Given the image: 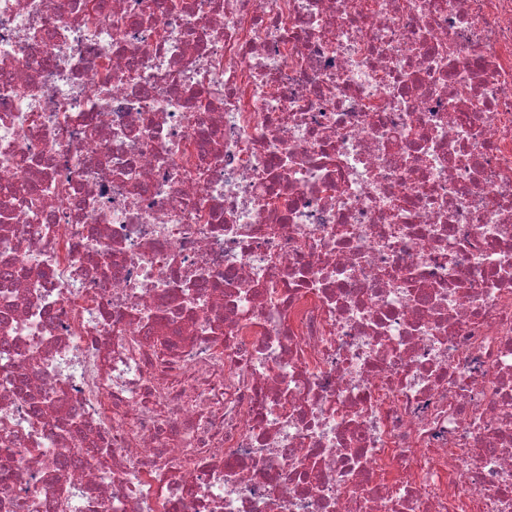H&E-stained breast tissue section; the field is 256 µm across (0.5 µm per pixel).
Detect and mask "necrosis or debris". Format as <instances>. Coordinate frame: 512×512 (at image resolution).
I'll return each instance as SVG.
<instances>
[{
	"mask_svg": "<svg viewBox=\"0 0 512 512\" xmlns=\"http://www.w3.org/2000/svg\"><path fill=\"white\" fill-rule=\"evenodd\" d=\"M0 0L6 512H512V0Z\"/></svg>",
	"mask_w": 512,
	"mask_h": 512,
	"instance_id": "necrosis-or-debris-1",
	"label": "necrosis or debris"
}]
</instances>
